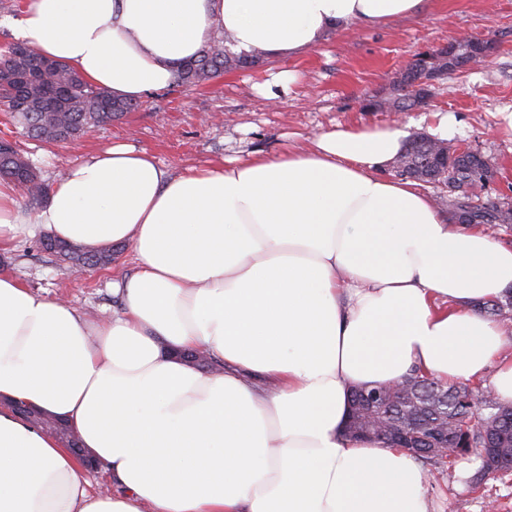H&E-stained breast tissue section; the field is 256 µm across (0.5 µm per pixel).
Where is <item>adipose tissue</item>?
<instances>
[{
	"label": "adipose tissue",
	"instance_id": "adipose-tissue-1",
	"mask_svg": "<svg viewBox=\"0 0 512 512\" xmlns=\"http://www.w3.org/2000/svg\"><path fill=\"white\" fill-rule=\"evenodd\" d=\"M428 4L30 0L20 36L137 100L215 37L282 59ZM405 145L395 127L335 128L176 176L120 144L64 170L30 215L0 180V243L44 228L131 244L136 261L99 321L0 277V512H431L405 449L345 436L350 390L416 368L490 378L512 404L507 331L476 308L512 288V248L382 177ZM18 401L66 420L113 490L91 491L84 456Z\"/></svg>",
	"mask_w": 512,
	"mask_h": 512
}]
</instances>
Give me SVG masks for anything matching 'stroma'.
<instances>
[{"label": "stroma", "mask_w": 512, "mask_h": 512, "mask_svg": "<svg viewBox=\"0 0 512 512\" xmlns=\"http://www.w3.org/2000/svg\"><path fill=\"white\" fill-rule=\"evenodd\" d=\"M468 34L495 43L485 62L438 80L429 106L401 114L362 107L372 95L388 96L414 54ZM297 71L300 85L263 92L273 75ZM512 0H430L429 8L384 28L350 25L331 30L316 47L293 59L265 60L190 90L168 87L138 101L136 110L112 124L90 129L76 143L46 145L0 122V137L16 141L45 183L68 166L115 143L152 154L173 173L223 164L257 151L280 152L307 145L334 128L400 124L414 136L433 135L441 119L454 124L447 142L482 153L497 170L490 198H512ZM39 236L21 235L0 249V275H8L51 300L62 299L92 317L118 311L112 283L135 268L131 247H114L109 266L61 269L39 247ZM479 462L465 456L435 470L427 490L435 512H512V470L490 476L480 488L469 479Z\"/></svg>", "instance_id": "stroma-1"}]
</instances>
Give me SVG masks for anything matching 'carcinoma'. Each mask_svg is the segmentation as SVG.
I'll return each instance as SVG.
<instances>
[{"instance_id": "cac0c4a2", "label": "carcinoma", "mask_w": 512, "mask_h": 512, "mask_svg": "<svg viewBox=\"0 0 512 512\" xmlns=\"http://www.w3.org/2000/svg\"><path fill=\"white\" fill-rule=\"evenodd\" d=\"M41 56L25 42H13L0 52V111L11 125L21 127L24 134L45 144L75 140L88 129L108 124L138 108V104L118 99L81 77L68 65ZM262 62V55L235 54L224 41L214 38L207 42L197 58L180 65L176 85L190 88L219 78L226 72L248 70ZM426 69L439 71L438 78L448 74V62L439 48L433 47L413 56L402 69L400 78L416 81ZM422 105L421 98L412 93H391L388 98L368 99L367 109L393 108L408 111ZM473 154L447 143L419 135L406 144L395 161V167L408 174V179L429 184H452L444 202L451 218L459 212H470V223L512 224V205L494 201L474 193L494 179L493 167L484 160L473 167L467 161ZM0 177L23 187L32 203L46 198L49 187L40 178L34 164L16 145L0 139ZM41 249L56 258L71 244L52 235L40 239ZM67 263L75 267H105L112 263V248L80 247ZM482 310L497 321L512 320V289L482 303ZM379 393L382 403L368 409L377 421L366 435L389 445L391 441L382 430L395 428L407 436V447L416 448L414 459L426 468L438 469L457 457L473 453L481 461L472 484L480 486L489 476L512 469V405L475 391L464 384L445 383L412 370L400 380L352 393L351 406L360 402L359 395ZM15 410L35 423L67 440L71 448L69 427L57 420L41 417L23 403ZM448 427V440L431 443L433 431ZM435 449H430V445Z\"/></svg>"}]
</instances>
